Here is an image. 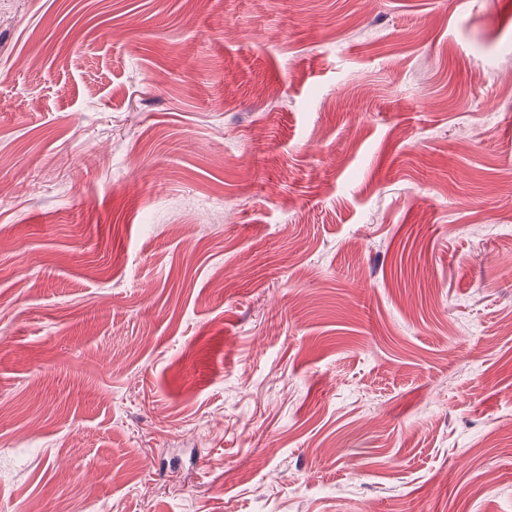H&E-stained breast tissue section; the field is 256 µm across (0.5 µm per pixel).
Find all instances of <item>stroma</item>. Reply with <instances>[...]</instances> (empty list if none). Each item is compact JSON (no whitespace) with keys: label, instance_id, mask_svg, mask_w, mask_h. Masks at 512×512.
Here are the masks:
<instances>
[{"label":"stroma","instance_id":"35a3bbf8","mask_svg":"<svg viewBox=\"0 0 512 512\" xmlns=\"http://www.w3.org/2000/svg\"><path fill=\"white\" fill-rule=\"evenodd\" d=\"M0 230V512H512V0H0Z\"/></svg>","mask_w":512,"mask_h":512}]
</instances>
